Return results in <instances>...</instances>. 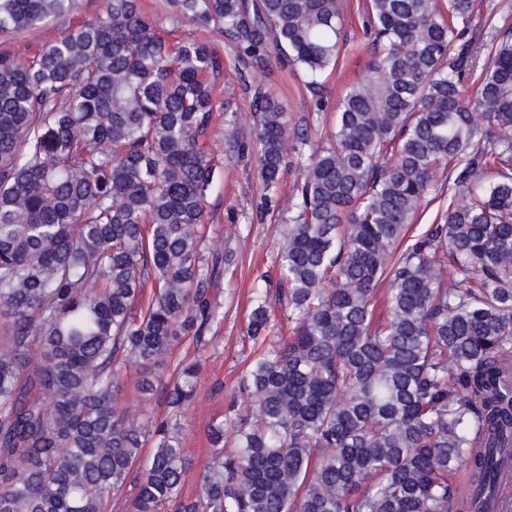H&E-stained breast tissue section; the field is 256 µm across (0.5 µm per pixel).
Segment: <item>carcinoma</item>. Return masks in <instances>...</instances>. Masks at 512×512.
Instances as JSON below:
<instances>
[{"mask_svg":"<svg viewBox=\"0 0 512 512\" xmlns=\"http://www.w3.org/2000/svg\"><path fill=\"white\" fill-rule=\"evenodd\" d=\"M79 5L0 0V35ZM167 7L103 0L32 55L0 52V512H112L128 484L130 512H512V31L479 66L462 40L474 0H363L367 75L308 154L310 118L292 127L256 91L263 190L290 140L302 170L280 256L289 335L258 294L261 349L239 382L253 407L211 422V466L185 498L177 417L199 367L161 373L224 322L204 148L224 63L163 23L211 26L247 65L274 51L316 94L347 0ZM445 172L467 203L407 238ZM129 363L166 417L123 406Z\"/></svg>","mask_w":512,"mask_h":512,"instance_id":"cac0c4a2","label":"carcinoma"}]
</instances>
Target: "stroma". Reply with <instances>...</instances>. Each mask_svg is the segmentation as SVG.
Returning a JSON list of instances; mask_svg holds the SVG:
<instances>
[{
    "label": "stroma",
    "instance_id": "1",
    "mask_svg": "<svg viewBox=\"0 0 512 512\" xmlns=\"http://www.w3.org/2000/svg\"><path fill=\"white\" fill-rule=\"evenodd\" d=\"M183 32L211 43L224 58V116L233 120V130L215 128L210 147L220 165L208 195L209 236L214 246L231 254L219 284L224 305V323L210 344L196 349L193 344L177 345L173 358L187 357L200 363L196 379V396L181 411L179 423L183 446L191 460L185 477L183 494L194 497L201 474L206 470L211 446L207 430L212 419L224 412L230 402H237L240 412H247L250 402L239 392V379L252 358L251 344L245 339L250 300L255 288L266 289L275 315L284 310L278 297L279 271L277 254L285 241L288 201L300 178L294 151H287L281 179L270 193V212L264 223H257L253 211L259 200L261 184L259 158L253 148L256 123L254 94L262 91L280 99L288 108L291 120L303 117L304 101L311 95L304 85L303 74L291 71L278 59H270L265 68L245 66L238 60L233 43L220 34L185 23ZM348 41L335 69L327 70L324 81L322 114L334 122V108L351 84L360 79L369 60L367 46L361 39L358 11L348 17ZM512 31V0H476L475 17L467 37L473 42L479 60H486L494 32ZM125 390L121 395L131 415L144 417L167 413L161 394L139 395L135 386L142 376L134 365L123 372Z\"/></svg>",
    "mask_w": 512,
    "mask_h": 512
}]
</instances>
